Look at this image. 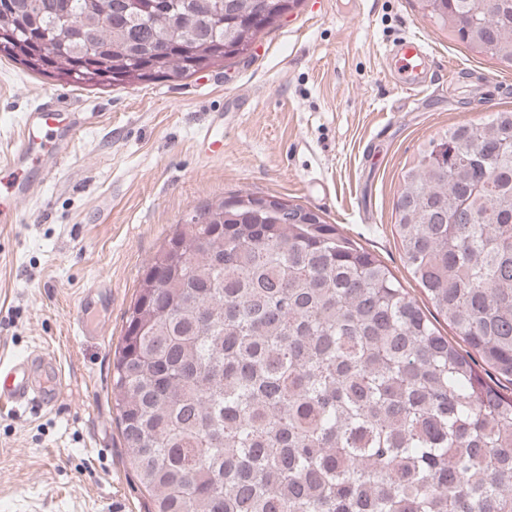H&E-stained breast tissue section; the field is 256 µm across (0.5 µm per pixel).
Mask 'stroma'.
I'll use <instances>...</instances> for the list:
<instances>
[{
	"mask_svg": "<svg viewBox=\"0 0 512 512\" xmlns=\"http://www.w3.org/2000/svg\"><path fill=\"white\" fill-rule=\"evenodd\" d=\"M413 33L435 70L411 95L387 56ZM48 100L79 128L0 227V361L38 350L59 359L64 382L54 406L0 407V512H151L123 447L112 357L143 267L176 224L239 192L289 200L340 225L430 309L395 233L401 173L449 126L512 109V71L415 0H302L252 59L180 85L81 87L0 56L1 164ZM206 126L222 154L203 144Z\"/></svg>",
	"mask_w": 512,
	"mask_h": 512,
	"instance_id": "obj_1",
	"label": "stroma"
}]
</instances>
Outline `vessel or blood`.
<instances>
[{"mask_svg":"<svg viewBox=\"0 0 512 512\" xmlns=\"http://www.w3.org/2000/svg\"><path fill=\"white\" fill-rule=\"evenodd\" d=\"M401 86L408 92L425 82L432 70L431 54L417 36L403 38L392 54ZM27 135L6 164L0 165V225L16 221L17 205L30 190L33 175L47 176L59 164L61 149L74 135V126L60 109L29 113L25 120ZM49 371L53 380L62 378L55 357L32 353L0 364V406L14 410L31 404L48 405L57 390L40 383L39 372Z\"/></svg>","mask_w":512,"mask_h":512,"instance_id":"obj_1","label":"vessel or blood"}]
</instances>
